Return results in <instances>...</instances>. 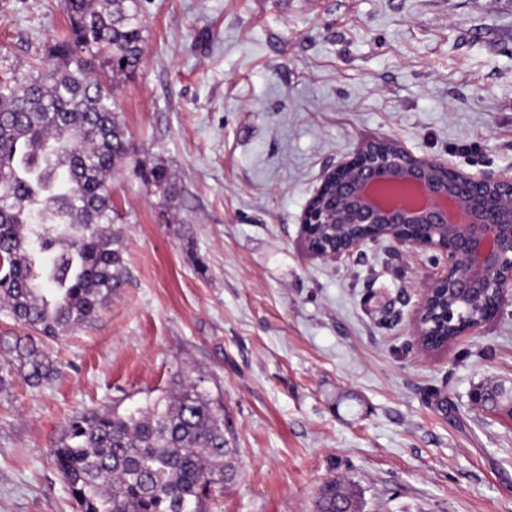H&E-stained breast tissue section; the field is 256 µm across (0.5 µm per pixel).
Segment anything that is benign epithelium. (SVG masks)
Wrapping results in <instances>:
<instances>
[{"instance_id":"obj_1","label":"benign epithelium","mask_w":512,"mask_h":512,"mask_svg":"<svg viewBox=\"0 0 512 512\" xmlns=\"http://www.w3.org/2000/svg\"><path fill=\"white\" fill-rule=\"evenodd\" d=\"M301 236L313 259H339L387 238L448 258L427 277L410 320L422 351H443L496 316L457 313L440 303L446 289L476 305L490 288L498 309L512 294V176L473 174L445 159L415 156L393 138L373 137L322 175ZM452 320L453 337L431 346L426 337L448 335Z\"/></svg>"}]
</instances>
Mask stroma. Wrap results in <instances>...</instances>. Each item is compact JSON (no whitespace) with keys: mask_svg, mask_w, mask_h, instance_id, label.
<instances>
[{"mask_svg":"<svg viewBox=\"0 0 512 512\" xmlns=\"http://www.w3.org/2000/svg\"><path fill=\"white\" fill-rule=\"evenodd\" d=\"M115 93L136 147L112 172L127 277L40 338L64 374L0 388V512H77L51 457L70 417L144 404L190 371L224 403L234 471L206 512H315L343 476L365 512H512V298L427 354L409 321L445 259L384 239L304 252L301 218L362 140L512 171V0H142ZM61 0H0V78L46 56ZM164 165L159 200L134 165Z\"/></svg>","mask_w":512,"mask_h":512,"instance_id":"obj_1","label":"stroma"}]
</instances>
